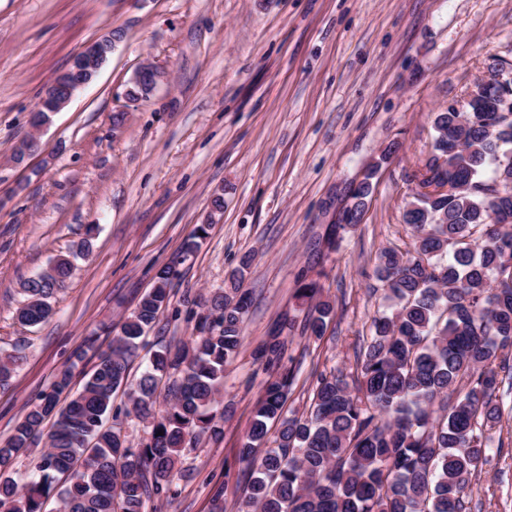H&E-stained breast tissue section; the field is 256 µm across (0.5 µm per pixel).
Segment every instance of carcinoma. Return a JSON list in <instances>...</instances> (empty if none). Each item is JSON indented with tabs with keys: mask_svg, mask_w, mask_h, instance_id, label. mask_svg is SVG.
Returning <instances> with one entry per match:
<instances>
[{
	"mask_svg": "<svg viewBox=\"0 0 512 512\" xmlns=\"http://www.w3.org/2000/svg\"><path fill=\"white\" fill-rule=\"evenodd\" d=\"M473 112L435 113L433 152L415 174L403 223L410 249L380 251L376 276L384 284L370 341L360 349V376L317 379L307 414L285 409L295 369L284 362L281 322L255 350L267 373L239 460L250 469L247 506L253 512H464L472 478L486 461L485 431L502 421L495 401L512 369V112L495 111L488 91ZM398 144L366 168L351 194L344 230L358 224L374 179ZM448 185L429 194L422 188ZM251 259L241 260L231 287L189 310L196 336L162 347L134 384L129 362L159 322L176 272L156 275L81 392L65 407L74 365L59 372L0 444V469L45 440L37 476L20 485L0 476V512H43L58 474L72 478L58 491L59 512H146L173 493L185 452L223 429L214 409L224 368L238 354L250 306L241 288ZM65 258L22 284L26 325L44 322L49 300L69 278ZM296 299L307 306L302 333L323 337L334 306L316 280H304ZM18 357L0 354V386ZM172 379L165 407L156 409L163 378ZM122 386L133 414L149 424L133 445L121 429L106 428L112 397ZM50 429H45V425Z\"/></svg>",
	"mask_w": 512,
	"mask_h": 512,
	"instance_id": "obj_1",
	"label": "carcinoma"
}]
</instances>
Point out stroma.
I'll list each match as a JSON object with an SVG mask.
<instances>
[{"mask_svg":"<svg viewBox=\"0 0 512 512\" xmlns=\"http://www.w3.org/2000/svg\"><path fill=\"white\" fill-rule=\"evenodd\" d=\"M114 30L123 39L97 77L34 129L53 78ZM146 61L162 78L129 100ZM494 72L512 77V0H0V353L22 357L0 388V443L66 366L82 389L97 363L86 339L107 348L162 267L179 275L147 342L177 345L193 333L184 296L225 287L248 254L252 306L217 404L224 435L188 451L174 496L148 506L210 512L220 484L224 512H239L237 450L267 378L254 348L282 315L303 320L304 275L335 316L323 339L294 335L287 410L307 411L319 376H356L382 302L377 256L410 243L402 213L434 115ZM34 134L40 150L15 163ZM394 141L361 224L329 248L351 185ZM203 223L206 239L185 255ZM86 237L92 251L54 294L52 316L21 324L23 282ZM497 399L507 421L489 433L465 512H512V384Z\"/></svg>","mask_w":512,"mask_h":512,"instance_id":"obj_1","label":"stroma"}]
</instances>
